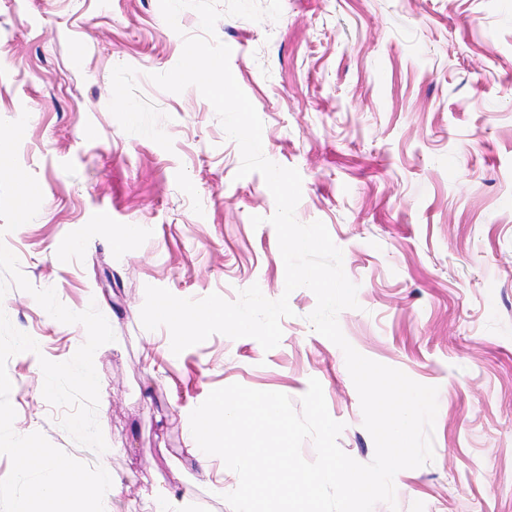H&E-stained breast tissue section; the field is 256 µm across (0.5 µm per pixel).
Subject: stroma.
<instances>
[{
	"label": "stroma",
	"mask_w": 512,
	"mask_h": 512,
	"mask_svg": "<svg viewBox=\"0 0 512 512\" xmlns=\"http://www.w3.org/2000/svg\"><path fill=\"white\" fill-rule=\"evenodd\" d=\"M178 24L159 0H0V119L28 113L18 160L43 192L1 240L33 286L75 312L97 302L115 334L96 358L102 459L42 394L40 358L70 359L85 327L10 288L0 309L40 346L7 363L13 428L103 464L121 488L107 512L160 492L232 512L238 475L218 457L202 472L185 428L233 383L297 407L317 379L341 449L375 454L344 354L309 321L315 294L284 291L263 176L237 178L239 147L197 88L150 79L200 31L191 9ZM216 36L265 156L302 177L297 221L325 224L358 287L344 336L438 389L433 461L399 471L396 508L373 512H512V0H282L278 20L225 15ZM128 224L137 236L116 244ZM254 284L293 311L272 350L215 334L176 355L141 323L146 286L233 301Z\"/></svg>",
	"instance_id": "stroma-1"
}]
</instances>
